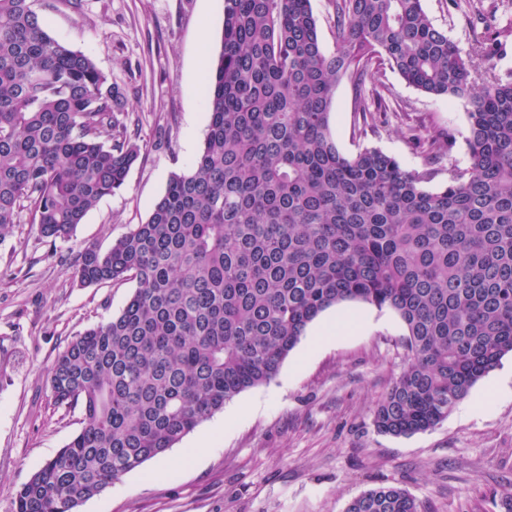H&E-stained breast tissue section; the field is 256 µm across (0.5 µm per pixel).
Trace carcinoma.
Returning a JSON list of instances; mask_svg holds the SVG:
<instances>
[{
	"instance_id": "carcinoma-1",
	"label": "carcinoma",
	"mask_w": 512,
	"mask_h": 512,
	"mask_svg": "<svg viewBox=\"0 0 512 512\" xmlns=\"http://www.w3.org/2000/svg\"><path fill=\"white\" fill-rule=\"evenodd\" d=\"M324 52L311 0H224L221 50L201 85L210 122L187 172L145 222L83 248V286L136 288L119 314L73 337L49 383L82 427L16 493V512H75L167 453L242 392L273 380L309 325L348 301L391 309L407 368L378 400V431L445 419L512 353V74L495 73L512 24L487 26L480 59L435 27L423 0H330ZM391 70L468 106L469 165L406 169L374 146L340 152L332 100L361 86L366 126ZM369 89H364L365 83ZM124 96L91 56L53 38L34 0H0V238L20 222L70 237L125 185L142 146ZM432 159L449 134L409 135ZM345 512H420L380 486Z\"/></svg>"
}]
</instances>
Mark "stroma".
Instances as JSON below:
<instances>
[{"mask_svg": "<svg viewBox=\"0 0 512 512\" xmlns=\"http://www.w3.org/2000/svg\"><path fill=\"white\" fill-rule=\"evenodd\" d=\"M49 33L89 54L124 95L122 118L142 155L124 187L104 197L66 240L49 244L28 224L0 239V512L16 491L80 430L81 408L54 404L49 371L66 344L125 306L136 284L83 287L71 263L88 244L108 249L145 222L171 173L187 170L207 132L200 93L204 64L220 52L224 0H35ZM433 24L462 55L485 25L512 23V0H423ZM397 111L359 137L352 77L338 84L331 131L352 156L375 146L404 167L425 166L406 128L452 135L437 183L466 166L467 105L426 94L386 72ZM341 327L325 344L324 322ZM397 313L359 302L323 312L269 384L248 389L202 422L161 459L124 475L76 512H345L382 486L405 489L422 512H505L512 490V355L481 379L432 429L377 431L373 410L407 364ZM209 444L193 457L200 438Z\"/></svg>", "mask_w": 512, "mask_h": 512, "instance_id": "obj_1", "label": "stroma"}]
</instances>
